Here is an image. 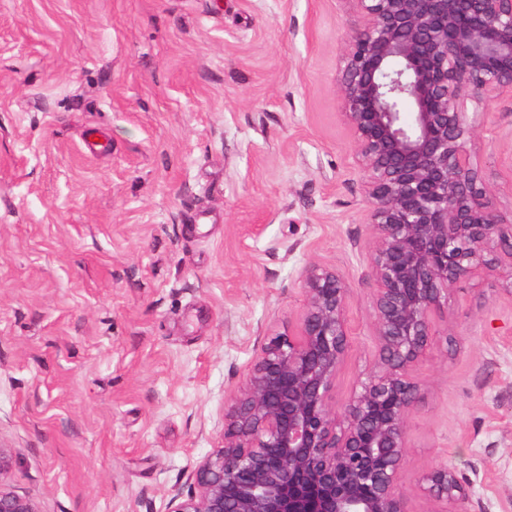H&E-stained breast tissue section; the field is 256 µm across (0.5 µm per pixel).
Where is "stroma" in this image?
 I'll use <instances>...</instances> for the list:
<instances>
[{
	"label": "stroma",
	"instance_id": "35a3bbf8",
	"mask_svg": "<svg viewBox=\"0 0 512 512\" xmlns=\"http://www.w3.org/2000/svg\"><path fill=\"white\" fill-rule=\"evenodd\" d=\"M355 0H0V446L40 512H166L224 399L350 286L344 403L376 354L363 173L338 77ZM512 211V101L467 144ZM416 369L400 486L447 465L512 512V277L457 284Z\"/></svg>",
	"mask_w": 512,
	"mask_h": 512
}]
</instances>
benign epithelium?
Masks as SVG:
<instances>
[{
    "label": "benign epithelium",
    "instance_id": "7a95c632",
    "mask_svg": "<svg viewBox=\"0 0 512 512\" xmlns=\"http://www.w3.org/2000/svg\"><path fill=\"white\" fill-rule=\"evenodd\" d=\"M342 120L365 179L377 337L374 369L334 402L349 349V285L334 268L302 277L295 328L261 345L224 402V445L170 492L168 512H409L399 485L415 368L458 283L503 261L512 224L466 143L493 96L512 97V0H356ZM429 512H469L446 465L422 478ZM0 512H40L0 480Z\"/></svg>",
    "mask_w": 512,
    "mask_h": 512
}]
</instances>
